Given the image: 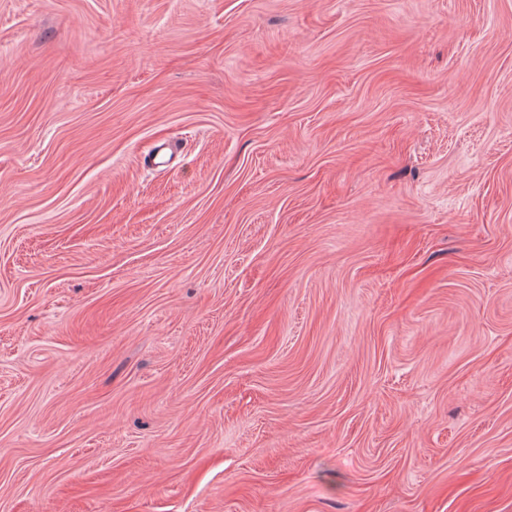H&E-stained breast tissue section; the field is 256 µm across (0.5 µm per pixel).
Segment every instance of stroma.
<instances>
[{
  "mask_svg": "<svg viewBox=\"0 0 512 512\" xmlns=\"http://www.w3.org/2000/svg\"><path fill=\"white\" fill-rule=\"evenodd\" d=\"M0 512H512V0H0Z\"/></svg>",
  "mask_w": 512,
  "mask_h": 512,
  "instance_id": "1",
  "label": "stroma"
}]
</instances>
